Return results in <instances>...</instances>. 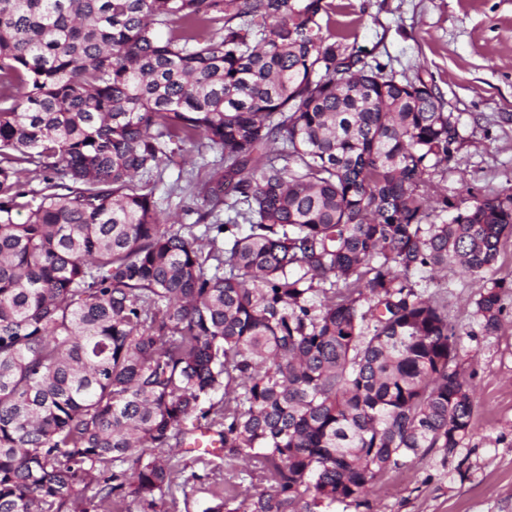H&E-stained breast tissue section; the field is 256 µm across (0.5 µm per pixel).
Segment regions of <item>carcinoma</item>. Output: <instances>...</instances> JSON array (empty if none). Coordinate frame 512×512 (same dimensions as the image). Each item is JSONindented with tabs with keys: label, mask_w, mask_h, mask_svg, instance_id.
I'll use <instances>...</instances> for the list:
<instances>
[{
	"label": "carcinoma",
	"mask_w": 512,
	"mask_h": 512,
	"mask_svg": "<svg viewBox=\"0 0 512 512\" xmlns=\"http://www.w3.org/2000/svg\"><path fill=\"white\" fill-rule=\"evenodd\" d=\"M335 13L0 0V512H169L200 420L250 478L211 477V512L357 510L473 434L458 332L411 275L486 281L495 334L512 189L431 205L457 119ZM186 143L222 160L191 185L205 245L151 185Z\"/></svg>",
	"instance_id": "1"
}]
</instances>
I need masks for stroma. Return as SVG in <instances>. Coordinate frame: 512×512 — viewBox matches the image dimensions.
I'll list each match as a JSON object with an SVG mask.
<instances>
[{
	"instance_id": "1",
	"label": "stroma",
	"mask_w": 512,
	"mask_h": 512,
	"mask_svg": "<svg viewBox=\"0 0 512 512\" xmlns=\"http://www.w3.org/2000/svg\"><path fill=\"white\" fill-rule=\"evenodd\" d=\"M337 33L350 51L395 74L420 76L458 119L454 161L428 176L425 189L457 200L461 186L488 195L512 188V0H336ZM218 152L177 148L155 187L165 219L189 224L204 198L177 177L207 179ZM481 281L448 268L418 280L424 296L444 302L461 331L460 356L475 390V431L453 455L431 451L376 486L369 512H512V290L501 296V326L488 335L473 317Z\"/></svg>"
}]
</instances>
